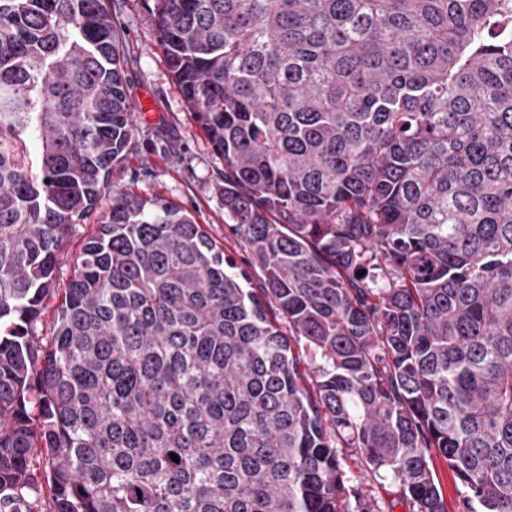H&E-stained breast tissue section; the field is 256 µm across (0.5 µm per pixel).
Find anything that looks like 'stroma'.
<instances>
[{"instance_id":"1","label":"stroma","mask_w":512,"mask_h":512,"mask_svg":"<svg viewBox=\"0 0 512 512\" xmlns=\"http://www.w3.org/2000/svg\"><path fill=\"white\" fill-rule=\"evenodd\" d=\"M112 18L126 46L127 91L136 106L134 131L128 154L113 169L95 214L76 226L58 261L57 289L45 298L37 322L42 336L53 329L58 291L69 282L76 256L109 211L113 191L128 189L175 204L191 214L225 254L237 263L245 261L224 214V161L198 127L169 73L147 0H114Z\"/></svg>"}]
</instances>
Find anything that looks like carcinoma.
Returning <instances> with one entry per match:
<instances>
[{
    "label": "carcinoma",
    "mask_w": 512,
    "mask_h": 512,
    "mask_svg": "<svg viewBox=\"0 0 512 512\" xmlns=\"http://www.w3.org/2000/svg\"><path fill=\"white\" fill-rule=\"evenodd\" d=\"M153 15L261 285L114 192L37 334L134 112L110 0H0V512H512V0ZM342 464L346 475L360 485L369 501L382 505V502L387 504L394 499L396 488L390 483V480L383 481L366 475L363 472V465L355 456L346 454Z\"/></svg>",
    "instance_id": "carcinoma-1"
}]
</instances>
